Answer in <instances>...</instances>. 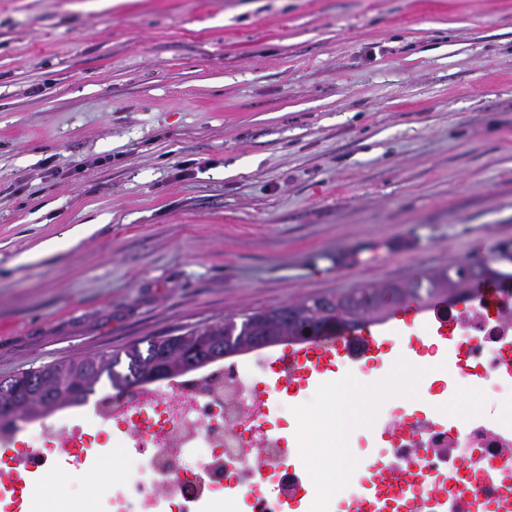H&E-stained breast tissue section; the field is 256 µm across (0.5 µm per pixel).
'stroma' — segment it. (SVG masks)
I'll return each mask as SVG.
<instances>
[{
    "instance_id": "stroma-1",
    "label": "stroma",
    "mask_w": 512,
    "mask_h": 512,
    "mask_svg": "<svg viewBox=\"0 0 512 512\" xmlns=\"http://www.w3.org/2000/svg\"><path fill=\"white\" fill-rule=\"evenodd\" d=\"M505 246L512 0H0V377Z\"/></svg>"
}]
</instances>
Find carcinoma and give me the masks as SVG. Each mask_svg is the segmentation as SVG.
<instances>
[{
  "label": "carcinoma",
  "instance_id": "cac0c4a2",
  "mask_svg": "<svg viewBox=\"0 0 512 512\" xmlns=\"http://www.w3.org/2000/svg\"><path fill=\"white\" fill-rule=\"evenodd\" d=\"M512 262L503 251L477 264H452L431 269L408 281L386 280L348 291L310 296L287 305L242 316L237 322L226 318L211 324L186 328L176 336H163L131 343L112 354L62 359L37 369L0 379V425L37 421L55 412L82 405L107 380L121 390L145 385L147 371L157 365L174 378L204 368L218 360L259 348L256 338L265 337L266 346L291 343L304 329L324 330L334 321L341 327L358 329L380 323L412 302L432 307L468 297L477 282H496L512 274L502 265Z\"/></svg>",
  "mask_w": 512,
  "mask_h": 512
}]
</instances>
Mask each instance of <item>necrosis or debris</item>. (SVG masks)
Returning <instances> with one entry per match:
<instances>
[{"instance_id": "necrosis-or-debris-1", "label": "necrosis or debris", "mask_w": 512, "mask_h": 512, "mask_svg": "<svg viewBox=\"0 0 512 512\" xmlns=\"http://www.w3.org/2000/svg\"><path fill=\"white\" fill-rule=\"evenodd\" d=\"M447 322L455 345L441 393L465 381L512 388V292L471 296ZM274 366L292 379L293 367L259 352L103 395L76 418L0 427V512H34L23 473L85 475L115 449L127 467L95 512H291L310 484L328 512L376 502L382 512H512V419L494 411L461 427L421 407L401 415L383 425L386 446L362 477L371 499L326 491L313 453L324 430L284 421L283 399L265 398Z\"/></svg>"}]
</instances>
